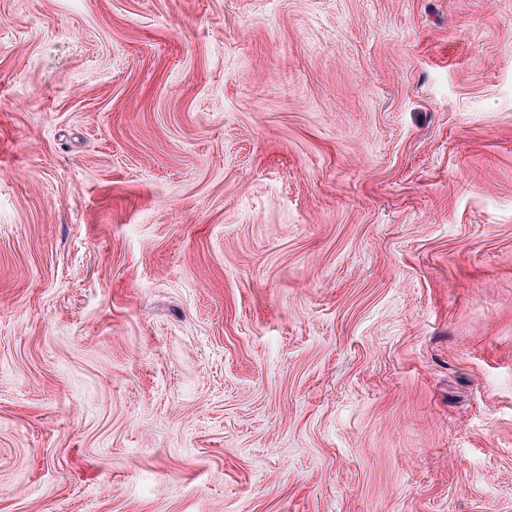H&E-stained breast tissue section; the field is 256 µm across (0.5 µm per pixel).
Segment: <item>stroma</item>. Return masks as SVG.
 <instances>
[{"label":"stroma","mask_w":512,"mask_h":512,"mask_svg":"<svg viewBox=\"0 0 512 512\" xmlns=\"http://www.w3.org/2000/svg\"><path fill=\"white\" fill-rule=\"evenodd\" d=\"M0 512H512V0H0Z\"/></svg>","instance_id":"obj_1"}]
</instances>
